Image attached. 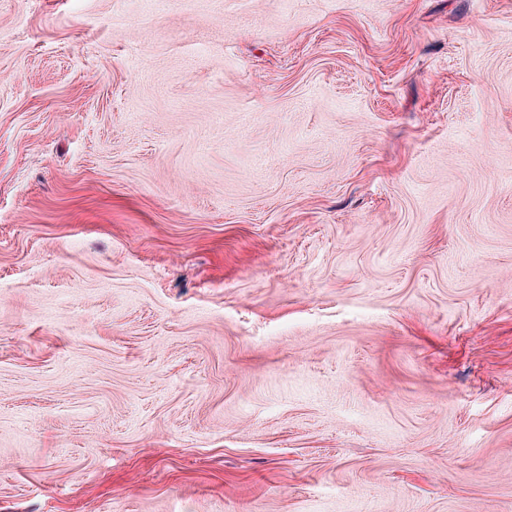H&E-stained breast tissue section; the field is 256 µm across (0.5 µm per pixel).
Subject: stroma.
<instances>
[{
  "mask_svg": "<svg viewBox=\"0 0 512 512\" xmlns=\"http://www.w3.org/2000/svg\"><path fill=\"white\" fill-rule=\"evenodd\" d=\"M0 512H512V0H0Z\"/></svg>",
  "mask_w": 512,
  "mask_h": 512,
  "instance_id": "1",
  "label": "stroma"
}]
</instances>
